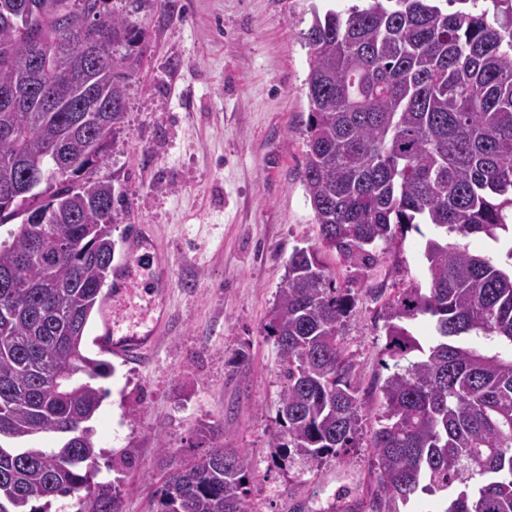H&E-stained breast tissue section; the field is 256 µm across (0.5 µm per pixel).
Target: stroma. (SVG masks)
I'll list each match as a JSON object with an SVG mask.
<instances>
[{"instance_id": "obj_1", "label": "stroma", "mask_w": 512, "mask_h": 512, "mask_svg": "<svg viewBox=\"0 0 512 512\" xmlns=\"http://www.w3.org/2000/svg\"><path fill=\"white\" fill-rule=\"evenodd\" d=\"M358 0H110L147 30L127 87V112L99 170L115 191L112 238L123 258L141 237L130 286L112 304L121 329L154 330L138 363L112 359L93 421L101 466L120 478L122 512H151L152 494L196 446L223 426L252 463L248 512H334L374 485L370 438L388 376L385 306L424 283L430 226L368 269L330 259L354 306L341 343L365 396L356 445L319 462L283 461L278 429L283 378L264 326L294 248L318 241L300 171L306 147L314 12ZM383 297H374V289ZM165 300L170 317L158 322ZM246 354L247 366L235 363ZM133 456H124V449Z\"/></svg>"}]
</instances>
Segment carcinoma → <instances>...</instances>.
Here are the masks:
<instances>
[{
  "label": "carcinoma",
  "mask_w": 512,
  "mask_h": 512,
  "mask_svg": "<svg viewBox=\"0 0 512 512\" xmlns=\"http://www.w3.org/2000/svg\"><path fill=\"white\" fill-rule=\"evenodd\" d=\"M107 43L92 79L107 128L74 127L80 90L49 108L32 98L0 108V192L27 175L32 193L0 202V512H121L115 479L100 478L88 425L112 365L84 350L112 272L114 189L97 176L123 123L126 88L146 31L108 0H0V92L25 80L54 87ZM309 117L302 183L319 243L288 258L265 324L284 386L280 459L318 462L354 446L364 402L340 344L352 306L328 259L367 269L398 233L433 227L426 283L387 302L383 349L393 372L370 442L376 483L354 512H400L450 492L442 512H512V270L459 238L492 240L512 261V0H362L314 13L305 33ZM430 317L423 347L410 330ZM252 464L243 448H210L169 474L156 512H246Z\"/></svg>",
  "instance_id": "obj_1"
}]
</instances>
